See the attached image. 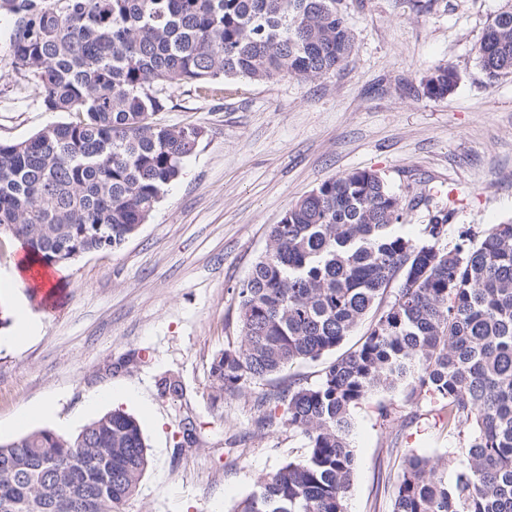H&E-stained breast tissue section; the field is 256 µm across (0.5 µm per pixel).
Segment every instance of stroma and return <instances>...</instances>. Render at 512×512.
Listing matches in <instances>:
<instances>
[{"mask_svg":"<svg viewBox=\"0 0 512 512\" xmlns=\"http://www.w3.org/2000/svg\"><path fill=\"white\" fill-rule=\"evenodd\" d=\"M504 0H342L354 51L334 72L258 84L218 81L204 95L167 86L158 122L205 135L180 177L120 250L67 267L55 312L31 289L8 287L19 244L0 248V441L43 428L72 435L121 409L140 423L148 466L123 512H232L261 475L299 459L305 439L264 414H282L275 393L289 377L316 383L322 362L216 394L213 356L238 340L234 287L264 253L270 225L321 182L355 169L381 172L411 198L433 195L448 211L444 245L462 229L512 220V76L489 82L475 54ZM0 15V141L26 139L70 121L41 105L37 82L17 76ZM438 65L456 68L446 97L424 94ZM34 324L9 340L15 309ZM172 374L184 395L158 392ZM53 403L50 419L28 410ZM391 404L382 420L378 403ZM194 417L197 442L175 452L180 422ZM358 466L348 512H392L402 451L455 456L462 438L436 405L378 390L352 411Z\"/></svg>","mask_w":512,"mask_h":512,"instance_id":"stroma-1","label":"stroma"}]
</instances>
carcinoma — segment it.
Here are the masks:
<instances>
[{
    "mask_svg": "<svg viewBox=\"0 0 512 512\" xmlns=\"http://www.w3.org/2000/svg\"><path fill=\"white\" fill-rule=\"evenodd\" d=\"M340 0H0L11 19L15 74L37 80L47 112L76 120L0 141V237L36 266L67 267L114 251L147 222L204 137L153 116L158 84L243 77L256 83L336 70L354 38ZM494 82L512 74V0L475 46ZM451 66L423 79L443 98ZM431 194L405 200L384 176L356 169L293 203L235 288L239 340L211 362L218 393L316 362L336 350L399 286L357 349L314 385L294 378L275 399L303 455L258 479L233 512H347L357 467L351 412L379 389L403 388L445 413L466 444L453 459L403 452L392 512H512V222L467 228L441 246L448 212L425 239L398 227ZM159 394L183 397L163 376ZM178 448L197 442L187 418ZM148 464L138 420L108 411L75 435L42 429L0 443V512H123Z\"/></svg>",
    "mask_w": 512,
    "mask_h": 512,
    "instance_id": "obj_1",
    "label": "carcinoma"
}]
</instances>
